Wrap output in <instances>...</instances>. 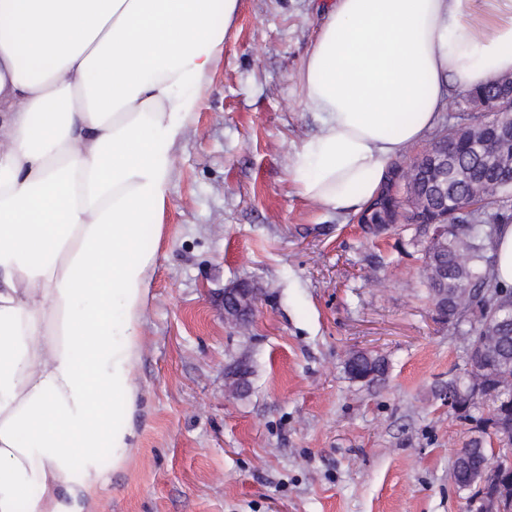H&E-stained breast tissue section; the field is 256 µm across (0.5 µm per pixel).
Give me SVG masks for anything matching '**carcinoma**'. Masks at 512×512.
Masks as SVG:
<instances>
[{
    "mask_svg": "<svg viewBox=\"0 0 512 512\" xmlns=\"http://www.w3.org/2000/svg\"><path fill=\"white\" fill-rule=\"evenodd\" d=\"M496 178V169L488 161L482 147L456 145L455 160L448 166V186L461 194L473 186ZM398 202L390 195L380 200L370 221L374 224H392L399 219ZM457 223L448 225V237L444 245L432 246L426 239V228L416 227V240L422 247L423 266L420 284L429 294H434L435 277L448 278V287L456 289L458 308L448 304L452 312L448 319L462 327V335L470 337L471 347L487 368L486 384L482 389L485 397L495 404L489 422L502 434L512 438V387L499 389L512 378V335L499 336L491 330L498 320L512 319V287L501 286L494 275L492 245L500 225L512 223V186L504 189L488 202L481 211L466 210L455 216ZM482 288L477 295H464L470 284ZM347 370L360 368L363 372H375L381 377L386 372L385 359L371 356L348 359ZM448 392L455 395V402L465 406L460 416L475 419L472 412L480 409L470 394V381L448 383Z\"/></svg>",
    "mask_w": 512,
    "mask_h": 512,
    "instance_id": "obj_1",
    "label": "carcinoma"
}]
</instances>
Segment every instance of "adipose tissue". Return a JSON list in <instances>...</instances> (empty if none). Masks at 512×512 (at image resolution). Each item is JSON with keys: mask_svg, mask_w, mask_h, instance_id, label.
Segmentation results:
<instances>
[{"mask_svg": "<svg viewBox=\"0 0 512 512\" xmlns=\"http://www.w3.org/2000/svg\"><path fill=\"white\" fill-rule=\"evenodd\" d=\"M238 0H0V512H85L132 447L177 141ZM512 73V0H328L298 196L357 212L451 90Z\"/></svg>", "mask_w": 512, "mask_h": 512, "instance_id": "1", "label": "adipose tissue"}]
</instances>
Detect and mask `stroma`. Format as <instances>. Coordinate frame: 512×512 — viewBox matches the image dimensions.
<instances>
[{
  "mask_svg": "<svg viewBox=\"0 0 512 512\" xmlns=\"http://www.w3.org/2000/svg\"><path fill=\"white\" fill-rule=\"evenodd\" d=\"M326 0H238L173 153L139 329L133 447L100 512H471L452 470L478 438L448 405L467 343L420 286L415 229L299 197L316 122L297 83ZM256 295L247 326L225 289ZM355 352L385 357L369 383ZM241 288H230L224 292V317L228 321L238 322L243 316V313L250 312L255 305V300L250 304L249 308L243 310L242 304L239 302L238 297L245 294Z\"/></svg>",
  "mask_w": 512,
  "mask_h": 512,
  "instance_id": "stroma-1",
  "label": "stroma"
}]
</instances>
